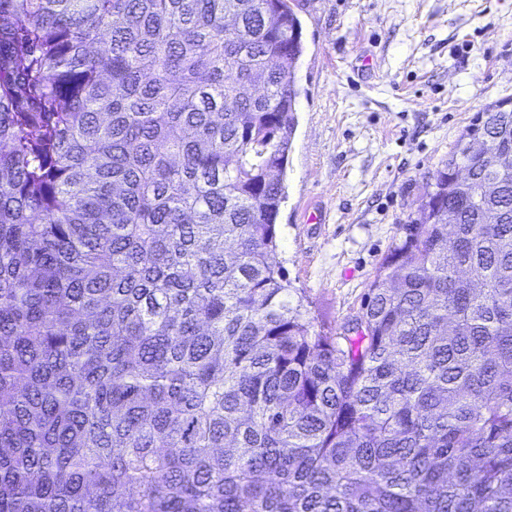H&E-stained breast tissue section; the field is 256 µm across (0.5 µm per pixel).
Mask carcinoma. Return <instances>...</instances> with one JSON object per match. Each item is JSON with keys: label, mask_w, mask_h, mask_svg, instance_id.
I'll use <instances>...</instances> for the list:
<instances>
[{"label": "carcinoma", "mask_w": 512, "mask_h": 512, "mask_svg": "<svg viewBox=\"0 0 512 512\" xmlns=\"http://www.w3.org/2000/svg\"><path fill=\"white\" fill-rule=\"evenodd\" d=\"M303 52L289 0H0V512H512V112L338 333L273 260Z\"/></svg>", "instance_id": "carcinoma-1"}]
</instances>
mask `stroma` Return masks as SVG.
Returning <instances> with one entry per match:
<instances>
[{
    "mask_svg": "<svg viewBox=\"0 0 512 512\" xmlns=\"http://www.w3.org/2000/svg\"><path fill=\"white\" fill-rule=\"evenodd\" d=\"M297 125L276 260L342 327L477 112L512 99V0H291Z\"/></svg>",
    "mask_w": 512,
    "mask_h": 512,
    "instance_id": "stroma-1",
    "label": "stroma"
}]
</instances>
